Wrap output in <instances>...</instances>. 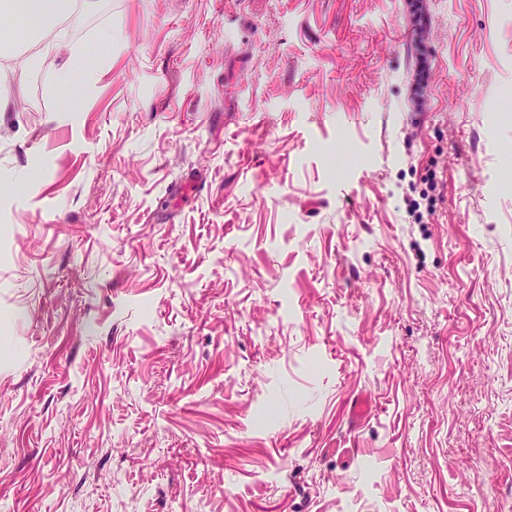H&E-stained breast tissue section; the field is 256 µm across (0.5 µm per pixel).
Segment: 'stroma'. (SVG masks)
Wrapping results in <instances>:
<instances>
[{"mask_svg":"<svg viewBox=\"0 0 512 512\" xmlns=\"http://www.w3.org/2000/svg\"><path fill=\"white\" fill-rule=\"evenodd\" d=\"M425 8L96 0L79 120L10 73L0 512H512V0Z\"/></svg>","mask_w":512,"mask_h":512,"instance_id":"35a3bbf8","label":"stroma"}]
</instances>
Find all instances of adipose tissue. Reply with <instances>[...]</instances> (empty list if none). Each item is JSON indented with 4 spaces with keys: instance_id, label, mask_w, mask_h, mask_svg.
I'll return each mask as SVG.
<instances>
[{
    "instance_id": "1",
    "label": "adipose tissue",
    "mask_w": 512,
    "mask_h": 512,
    "mask_svg": "<svg viewBox=\"0 0 512 512\" xmlns=\"http://www.w3.org/2000/svg\"><path fill=\"white\" fill-rule=\"evenodd\" d=\"M76 0H0V16H24L36 31L32 42L37 55L59 54L63 48L60 25L74 11Z\"/></svg>"
}]
</instances>
